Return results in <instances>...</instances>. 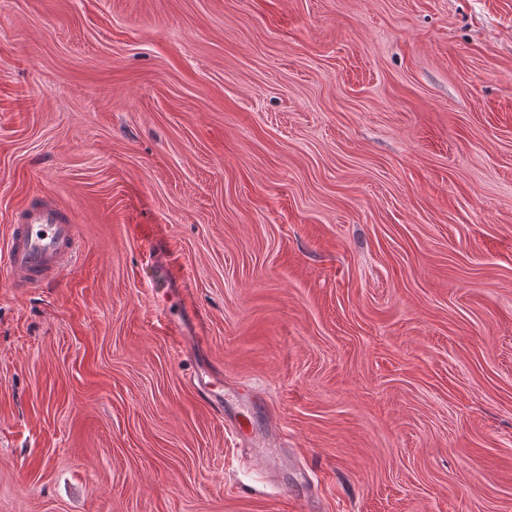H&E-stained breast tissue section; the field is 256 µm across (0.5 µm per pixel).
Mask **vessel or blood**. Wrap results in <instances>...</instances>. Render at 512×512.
Returning <instances> with one entry per match:
<instances>
[{
    "label": "vessel or blood",
    "mask_w": 512,
    "mask_h": 512,
    "mask_svg": "<svg viewBox=\"0 0 512 512\" xmlns=\"http://www.w3.org/2000/svg\"><path fill=\"white\" fill-rule=\"evenodd\" d=\"M74 249L71 215L45 195L20 209L11 227L7 261L21 284L34 288L60 277Z\"/></svg>",
    "instance_id": "b4317fda"
}]
</instances>
